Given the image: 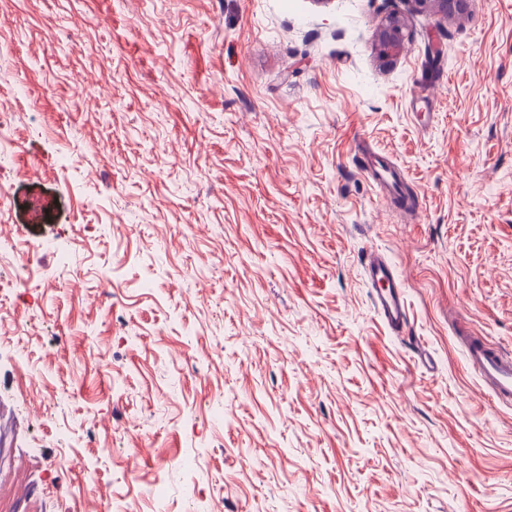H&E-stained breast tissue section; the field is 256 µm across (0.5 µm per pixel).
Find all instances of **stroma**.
<instances>
[{"mask_svg": "<svg viewBox=\"0 0 512 512\" xmlns=\"http://www.w3.org/2000/svg\"><path fill=\"white\" fill-rule=\"evenodd\" d=\"M1 99L0 512H512V0H0ZM421 8H430L448 17V14L461 15L467 9L470 0H413ZM405 19L395 13L386 15L377 31V49L379 59L388 64L395 60L405 49ZM364 172L392 201L398 197L399 191H403L401 173L386 155L375 151L367 152ZM363 274L371 286V304L383 325L399 333L408 317L405 286L386 257L374 249L366 253ZM468 368L480 379L491 401L498 405L512 404V353L483 336H475L466 327L457 325Z\"/></svg>", "mask_w": 512, "mask_h": 512, "instance_id": "35a3bbf8", "label": "stroma"}]
</instances>
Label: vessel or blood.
<instances>
[{"instance_id": "1", "label": "vessel or blood", "mask_w": 512, "mask_h": 512, "mask_svg": "<svg viewBox=\"0 0 512 512\" xmlns=\"http://www.w3.org/2000/svg\"><path fill=\"white\" fill-rule=\"evenodd\" d=\"M367 177L389 197H398L402 189L399 169L389 157L370 151L365 155ZM363 274L371 287V304L383 325L391 332H400L407 321L408 308L405 286L386 257L376 250L366 254ZM468 368L480 379L491 399L498 405L512 404V352L486 338L459 327Z\"/></svg>"}]
</instances>
